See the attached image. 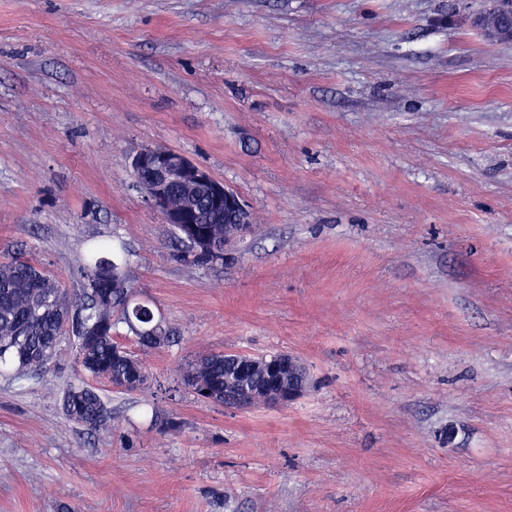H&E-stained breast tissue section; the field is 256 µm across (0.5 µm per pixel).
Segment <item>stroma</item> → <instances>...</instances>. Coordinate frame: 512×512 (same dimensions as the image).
I'll use <instances>...</instances> for the list:
<instances>
[{"mask_svg":"<svg viewBox=\"0 0 512 512\" xmlns=\"http://www.w3.org/2000/svg\"><path fill=\"white\" fill-rule=\"evenodd\" d=\"M488 0H0V258L83 281L98 241L178 340L62 410L71 335L0 376V512H512V45ZM181 152L252 231L183 259L130 159ZM290 353L311 386L198 400L210 352ZM167 420L177 429L164 428ZM472 23L488 40L511 45L512 0H491L486 10L473 17ZM63 409L68 419L86 425L91 431L106 429L112 424L106 402L91 385L70 386L63 396Z\"/></svg>","mask_w":512,"mask_h":512,"instance_id":"stroma-1","label":"stroma"}]
</instances>
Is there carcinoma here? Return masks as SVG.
<instances>
[{"mask_svg": "<svg viewBox=\"0 0 512 512\" xmlns=\"http://www.w3.org/2000/svg\"><path fill=\"white\" fill-rule=\"evenodd\" d=\"M195 228L216 243L224 241V217L199 206ZM184 255L197 265L224 260V251L198 249L194 239L172 225ZM85 286L78 297L71 296L59 276L40 269L17 254L0 262V373L24 378L43 369L54 355L64 326H71L80 366L94 378L115 387L130 381L134 367L143 364L120 354L122 346L113 333L118 312L146 349H157L175 342L176 336L157 317L149 304L130 306L133 296L121 254L110 243H99L78 261ZM235 369V356L217 353L198 357L183 369L181 379L192 387L197 398L227 404L224 376ZM63 409L68 419L86 425L91 431L106 429L112 415L103 397L91 385L71 386L64 393Z\"/></svg>", "mask_w": 512, "mask_h": 512, "instance_id": "cac0c4a2", "label": "carcinoma"}]
</instances>
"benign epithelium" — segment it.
I'll list each match as a JSON object with an SVG mask.
<instances>
[{
	"mask_svg": "<svg viewBox=\"0 0 512 512\" xmlns=\"http://www.w3.org/2000/svg\"><path fill=\"white\" fill-rule=\"evenodd\" d=\"M472 23L488 40L511 45L512 0H490L489 7L476 14ZM130 167L144 193L145 202L162 216L165 223H196L197 206L204 202L239 215V223L224 225V242L238 239L250 229L240 197L183 154L171 149L148 147L132 157ZM239 358L246 372L267 368L271 384L261 397L267 405L292 403L301 398L310 385L306 366L293 355L256 359L241 354Z\"/></svg>",
	"mask_w": 512,
	"mask_h": 512,
	"instance_id": "7a95c632",
	"label": "benign epithelium"
}]
</instances>
